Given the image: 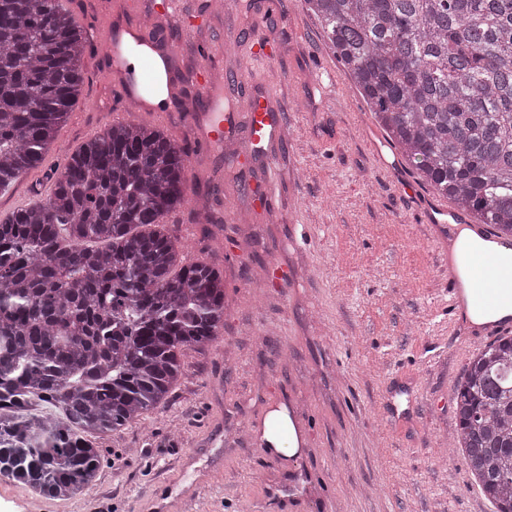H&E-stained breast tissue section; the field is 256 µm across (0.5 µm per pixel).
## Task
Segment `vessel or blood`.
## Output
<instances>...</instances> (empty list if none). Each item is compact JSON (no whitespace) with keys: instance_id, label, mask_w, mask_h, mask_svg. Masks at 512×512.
<instances>
[{"instance_id":"b4317fda","label":"vessel or blood","mask_w":512,"mask_h":512,"mask_svg":"<svg viewBox=\"0 0 512 512\" xmlns=\"http://www.w3.org/2000/svg\"><path fill=\"white\" fill-rule=\"evenodd\" d=\"M194 9L190 0H163L156 12V22L113 20L111 7H104L101 29L102 47L96 54L100 70L109 90L123 102L133 104L135 111L161 116L162 112H179L189 100L205 102L204 114H191L185 131L200 150L214 155L232 152L235 165L241 166L255 158L268 162L264 175L265 192L260 199L264 207H272L280 173L276 162L278 149L287 139L288 124L273 90L263 88L244 106L224 102L225 83H239L238 74L228 80L218 78L213 67L215 49L204 43L170 42L164 26L174 23L185 26ZM225 40L239 54L278 61L283 55L280 44L258 40L244 41L236 26H228ZM140 58L139 67H132L131 55ZM162 57L170 64V84L164 108H156L149 93L152 61ZM426 223L438 224L442 261L451 259V242L460 228H469L473 236L489 239L490 229L484 224H467L464 218L450 217L447 206L435 205ZM472 284L469 295H461L456 275L448 277V325L467 340L497 336L512 329V321H490L471 325L466 311L470 308H492L512 303V266L504 264L496 254H480L467 270Z\"/></svg>"}]
</instances>
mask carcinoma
I'll list each match as a JSON object with an SVG mask.
<instances>
[{"mask_svg":"<svg viewBox=\"0 0 512 512\" xmlns=\"http://www.w3.org/2000/svg\"><path fill=\"white\" fill-rule=\"evenodd\" d=\"M305 2L403 156L511 248L512 0ZM88 51L61 0H0V194L55 146ZM187 161L163 130L115 123L0 220V472L42 495L94 481L91 438L163 406L185 352L224 328V275L162 230ZM453 401L454 447L512 512V336L475 354Z\"/></svg>","mask_w":512,"mask_h":512,"instance_id":"1","label":"carcinoma"}]
</instances>
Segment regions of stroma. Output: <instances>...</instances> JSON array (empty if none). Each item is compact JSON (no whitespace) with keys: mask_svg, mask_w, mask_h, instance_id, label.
I'll return each instance as SVG.
<instances>
[{"mask_svg":"<svg viewBox=\"0 0 512 512\" xmlns=\"http://www.w3.org/2000/svg\"><path fill=\"white\" fill-rule=\"evenodd\" d=\"M238 2L241 37L282 44L278 63L232 55L220 19L169 31L219 49L220 77L281 80L288 105L272 211L255 204L261 161L237 175L190 147L187 202L165 224L186 261L223 272L224 339L186 351L164 408L96 439L102 466L79 495L42 496L0 474V512H168L183 494L179 512H493L443 442L481 343L448 334V271L418 215L433 191L349 80L335 99L320 90L317 62L338 59L305 0H278L264 24L259 0ZM108 98L87 67L61 151L0 195V216L49 193L50 169L111 125ZM271 264L292 273L281 287L262 284ZM297 395L310 408L305 452L270 460L248 445L246 425ZM394 404L406 412L397 425Z\"/></svg>","mask_w":512,"mask_h":512,"instance_id":"stroma-1","label":"stroma"}]
</instances>
